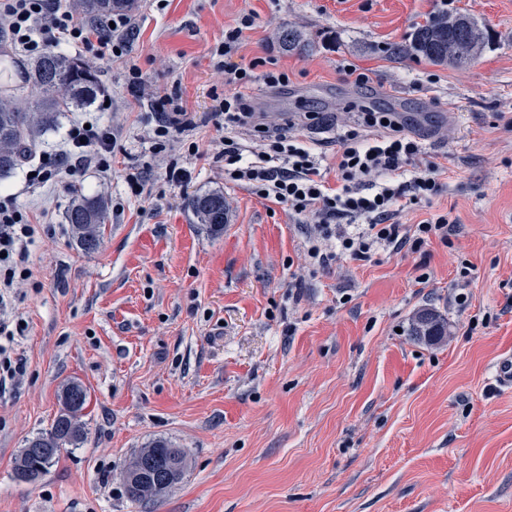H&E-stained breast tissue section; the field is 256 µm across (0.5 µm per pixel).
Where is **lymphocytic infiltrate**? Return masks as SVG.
Here are the masks:
<instances>
[{"instance_id": "f902f5d3", "label": "lymphocytic infiltrate", "mask_w": 512, "mask_h": 512, "mask_svg": "<svg viewBox=\"0 0 512 512\" xmlns=\"http://www.w3.org/2000/svg\"><path fill=\"white\" fill-rule=\"evenodd\" d=\"M255 24V13H244L211 50L214 66L223 72L229 88L219 103L226 134L216 154L224 163L225 181L286 207L294 217L315 218L305 252V261L313 268L343 258L366 261L380 250L417 253L434 240L453 247L458 227L447 215L435 214L416 224L398 221L406 208L431 205L443 189L442 167L406 131L399 113L356 105L357 119L341 135L336 163L329 171L297 132L299 123L318 124L317 113L270 125L253 110L247 91L255 81L273 90L290 81L287 72L268 67L266 59H255L247 67L234 62L244 31ZM0 30L7 31L14 47L26 55L37 57L48 48L68 44L78 48L90 66L122 56L126 47L124 41L86 25L61 0H0ZM116 143L111 131L72 126L65 149L41 157L28 182L35 186L54 178L70 179L91 165L108 172ZM330 172L336 177L332 184L326 179ZM38 232L15 196L1 194L0 384L22 373L8 344L24 327L13 324L9 305L16 280L33 276L28 246Z\"/></svg>"}]
</instances>
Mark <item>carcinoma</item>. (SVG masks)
Listing matches in <instances>:
<instances>
[{
    "label": "carcinoma",
    "mask_w": 512,
    "mask_h": 512,
    "mask_svg": "<svg viewBox=\"0 0 512 512\" xmlns=\"http://www.w3.org/2000/svg\"><path fill=\"white\" fill-rule=\"evenodd\" d=\"M82 17L92 26L99 19L114 12L132 14L137 0H75ZM279 39L285 48L304 44L303 35L294 28L284 26ZM484 36L477 23L466 14L449 15L436 12L416 27L411 40L390 44L386 53L397 59L408 56L422 57L436 65L448 63L463 65L481 50ZM31 90L38 95L32 110L22 111L11 95L0 93V180L10 178L30 150L29 143L47 129L58 125L62 112L81 110L94 104L99 93L97 76L78 60L49 50L35 58L28 69ZM186 207L197 222L208 224L215 230L223 228L224 193L215 191L193 195ZM107 203L98 195H82L66 213L72 240L87 254L97 252L102 245V225L105 223ZM412 335L419 339L436 341L446 335L445 326L435 313L422 309L414 316ZM88 401V392L79 382H69L61 394L62 408L50 430L29 440L16 461V478L37 483L48 472L66 445H77L85 439L81 420ZM142 459L153 460L166 468L165 486L151 487V474H144V487L135 490L127 486L130 498L138 503L152 501L180 483L188 468L185 452L170 442L159 439L140 450L131 461L136 465Z\"/></svg>",
    "instance_id": "carcinoma-1"
}]
</instances>
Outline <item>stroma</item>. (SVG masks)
<instances>
[{
  "label": "stroma",
  "mask_w": 512,
  "mask_h": 512,
  "mask_svg": "<svg viewBox=\"0 0 512 512\" xmlns=\"http://www.w3.org/2000/svg\"><path fill=\"white\" fill-rule=\"evenodd\" d=\"M247 11L259 21L235 62L271 57L290 77L278 92L253 84L256 111L273 123L322 113L308 139L329 165L349 102L403 113L446 188L399 221L448 213L460 226L453 247L303 272L309 226L225 182L213 154L176 151L188 179L165 182L149 149L151 100L129 94V68L178 97L197 122L190 140L207 147L224 96L210 51ZM435 11L474 18L488 36L481 53L461 66L390 58L386 45ZM285 25L308 49L281 45ZM124 38L126 53L96 71L111 108L63 113L0 182L48 227L29 247L35 280L15 299L24 374L0 389V512H512V390L495 374L512 354V0H139ZM348 63L368 87L347 79ZM85 121L120 133L111 177L90 168L28 187L40 155ZM139 171L136 195L127 176ZM212 191L231 216L219 231L184 205ZM80 194L108 202L91 255L65 221ZM464 259L475 271L461 305ZM423 308L447 327L442 340L409 335ZM71 381L89 393L84 441L39 483L19 481L18 454L50 429ZM159 439L189 468L159 501L132 502L122 474Z\"/></svg>",
  "instance_id": "35a3bbf8"
}]
</instances>
